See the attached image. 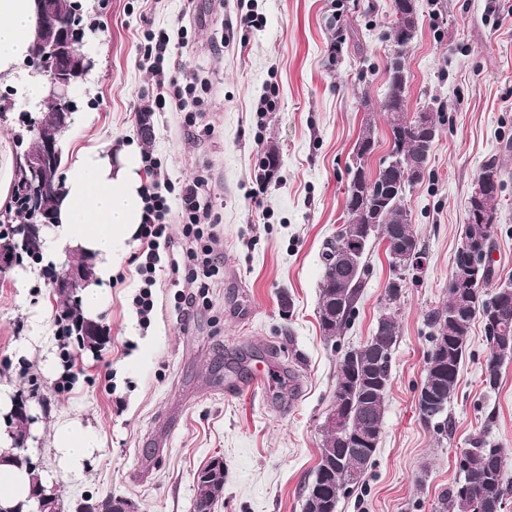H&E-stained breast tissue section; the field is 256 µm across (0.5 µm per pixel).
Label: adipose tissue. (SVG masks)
Wrapping results in <instances>:
<instances>
[{"instance_id":"ef3b65f1","label":"adipose tissue","mask_w":512,"mask_h":512,"mask_svg":"<svg viewBox=\"0 0 512 512\" xmlns=\"http://www.w3.org/2000/svg\"><path fill=\"white\" fill-rule=\"evenodd\" d=\"M36 27L33 0H0V81L14 88L16 109L44 97L41 82L22 77L20 71L30 56ZM143 191L140 147L134 142L116 153L105 143L86 149L64 174L57 222L42 233L41 262L57 263L69 249L92 257L93 276L80 290L85 318L100 315L112 279L135 244L144 215ZM51 446L56 466L77 483L102 442L82 419L68 417L53 425ZM36 477L45 484L53 480L46 471L0 464V512L18 506L31 512L29 494Z\"/></svg>"}]
</instances>
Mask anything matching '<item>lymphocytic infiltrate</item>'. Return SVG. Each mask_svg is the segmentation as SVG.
<instances>
[{
    "instance_id": "lymphocytic-infiltrate-1",
    "label": "lymphocytic infiltrate",
    "mask_w": 512,
    "mask_h": 512,
    "mask_svg": "<svg viewBox=\"0 0 512 512\" xmlns=\"http://www.w3.org/2000/svg\"><path fill=\"white\" fill-rule=\"evenodd\" d=\"M186 30L169 34L165 30H146L143 59L149 62L155 87L146 103L138 108L139 118H146L154 109L174 103L182 112H194L199 102L198 82L181 79L165 68L171 54L173 38H186ZM204 176L180 183L174 197H167L155 189L145 193L144 221L139 238L144 244L142 259L137 265L142 286L134 302L141 321H148L154 308L153 289L156 274L168 269L174 285L180 286L178 304L183 316H190L200 299L206 297L209 286L224 274V256L216 227L221 218L207 191ZM179 223L184 247L175 251L170 226Z\"/></svg>"
}]
</instances>
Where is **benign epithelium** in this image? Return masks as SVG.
<instances>
[{"instance_id":"benign-epithelium-1","label":"benign epithelium","mask_w":512,"mask_h":512,"mask_svg":"<svg viewBox=\"0 0 512 512\" xmlns=\"http://www.w3.org/2000/svg\"><path fill=\"white\" fill-rule=\"evenodd\" d=\"M38 26L32 46L31 59L37 73L43 78L47 94L43 106L52 110L51 117L32 127L36 149L24 154L23 168L30 173L27 192L30 207L26 219L18 224L19 238L26 242L41 234L43 228L55 223V212L44 206L55 200L61 191L59 168L62 157L61 138L74 122L73 93L85 80L91 67L89 53L84 51V28L59 4V0H35ZM499 189L495 177H482L475 181L469 208L478 220L496 226L497 214L485 207V200ZM393 277L390 282L400 290L405 286V271L421 266L422 255L405 249L390 251ZM457 280L468 285L471 292L482 287L470 275V268L457 262ZM82 286V271L66 261L56 270L53 288L63 298L76 293ZM36 512H56V494L53 489L40 486L33 491Z\"/></svg>"}]
</instances>
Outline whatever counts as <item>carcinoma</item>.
<instances>
[{"label": "carcinoma", "mask_w": 512, "mask_h": 512, "mask_svg": "<svg viewBox=\"0 0 512 512\" xmlns=\"http://www.w3.org/2000/svg\"><path fill=\"white\" fill-rule=\"evenodd\" d=\"M408 32L398 42L397 58L388 61L387 87L380 102V111L389 121L392 149L407 157L415 154L427 137L425 130L413 126L407 113L408 75L405 56L416 35L418 22L409 13ZM345 208L347 222L341 225L336 237L327 241L322 252L324 272L318 305L319 325L329 339L339 336L350 325L359 298L363 279L368 273L366 259L372 246L386 241L395 229H403L400 242L409 248H420V242L406 207L404 188L410 182L408 170L380 164L375 174L366 170H349ZM26 173L20 172L15 183V213L28 209ZM462 237L471 241V250L480 252L493 248L494 236L476 216H467ZM465 288L455 276L448 278L447 296L443 303L431 308L425 316L431 329V349L427 355L425 378L429 402L435 408L419 407L422 420L435 429H442L448 402L459 384L460 367L465 359L466 344L476 318L484 325L492 324L507 340L499 350L491 351L482 380L489 391L498 389L500 368L512 358V295L504 298L493 291L463 296ZM390 319L387 330L371 336L356 349L346 351L339 359L333 398L342 401L340 425L356 434L383 428L385 396L391 384L393 360L390 355L399 336L396 304L399 298L387 294ZM345 435L326 431L320 462L311 483L305 486L302 512H336L341 496L360 485L374 463L376 447L364 446V461L359 469L352 468L348 458ZM503 449L480 437L469 442L459 452L458 468L461 477L445 498L444 512H500L509 484L504 477ZM224 481V468L207 469L194 478V512H212L216 496L210 492L211 475Z\"/></svg>", "instance_id": "cac0c4a2"}]
</instances>
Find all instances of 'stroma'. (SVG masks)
<instances>
[{
	"mask_svg": "<svg viewBox=\"0 0 512 512\" xmlns=\"http://www.w3.org/2000/svg\"><path fill=\"white\" fill-rule=\"evenodd\" d=\"M95 65L74 94L75 123L61 139L63 166L81 148L138 141L161 161L172 182L205 174L221 222L224 276L189 324L178 319L176 289L159 275L149 325L134 324L137 264L126 260L110 286L98 322L106 339L97 349L70 344L75 378L62 389L41 376L42 349L28 357L25 289L0 275V377L19 390L37 379L44 429L32 438V462L55 467L48 429L73 412L97 430L104 447L75 484L57 475L61 512L85 499L132 500L138 512H192L194 474L224 460V495L213 512H300L313 479L323 423L342 351L362 346L386 307L390 268L383 247L369 254L351 326L328 340L317 315L321 252L342 222L347 162L365 119L375 127L376 171L387 153L389 126L380 112L386 87L385 32L392 0H81ZM417 0L418 32L407 58L408 111L435 102L443 112L427 174L407 196L423 265L400 303V336L385 423L363 486L342 498L338 512H442L443 496L459 477L456 454L490 433L504 448L512 483V361L497 391L482 370L489 343L474 322L445 430L425 425L417 395L431 348L424 316L447 296L446 286L466 222V201L483 165L497 160L504 183L495 235V276L512 277V0ZM254 9L257 28L239 29L237 16ZM187 28L188 44L173 48L182 73L205 81L198 121L211 136L193 138L184 115L154 112L142 136L136 110L153 78L139 59L145 25ZM348 48L337 60V28ZM274 111L254 105L267 85ZM275 150L279 161L259 199L257 159ZM273 358L280 375L253 383L251 368Z\"/></svg>",
	"mask_w": 512,
	"mask_h": 512,
	"instance_id": "obj_1",
	"label": "stroma"
}]
</instances>
